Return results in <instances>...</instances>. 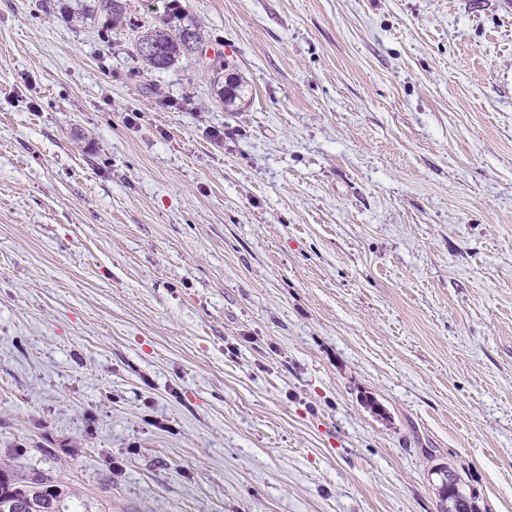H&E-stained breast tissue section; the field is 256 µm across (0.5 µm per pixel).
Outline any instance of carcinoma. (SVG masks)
Wrapping results in <instances>:
<instances>
[{"label": "carcinoma", "mask_w": 512, "mask_h": 512, "mask_svg": "<svg viewBox=\"0 0 512 512\" xmlns=\"http://www.w3.org/2000/svg\"><path fill=\"white\" fill-rule=\"evenodd\" d=\"M63 11L77 22L104 16L106 28H116L125 19L122 0H65ZM202 42L201 26L180 4L168 6L160 20L143 30L135 51L151 71H167L194 53ZM76 495L53 478L19 475L0 467V512H79Z\"/></svg>", "instance_id": "cac0c4a2"}]
</instances>
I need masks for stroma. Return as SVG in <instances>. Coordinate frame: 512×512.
<instances>
[{
    "label": "stroma",
    "mask_w": 512,
    "mask_h": 512,
    "mask_svg": "<svg viewBox=\"0 0 512 512\" xmlns=\"http://www.w3.org/2000/svg\"><path fill=\"white\" fill-rule=\"evenodd\" d=\"M0 0V463L88 512H512V0ZM246 86L218 96L214 65ZM125 9L122 0H66L63 4V11L71 21L86 23L102 15L110 30L122 24ZM167 9L158 23L141 31L135 44L137 55L151 72L169 70L194 53L195 47L202 42V28L195 17L184 12L178 3ZM144 44L150 45L152 51L142 52Z\"/></svg>",
    "instance_id": "35a3bbf8"
}]
</instances>
